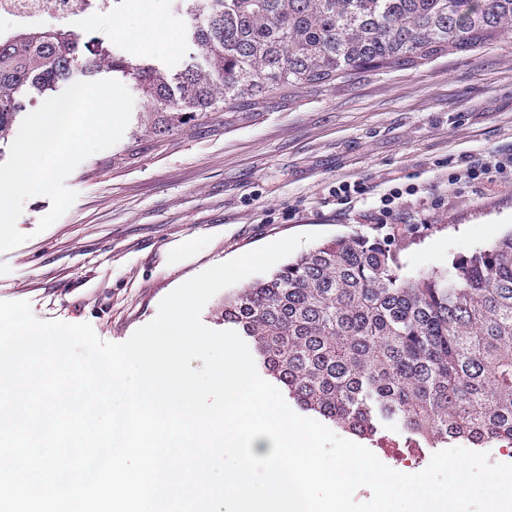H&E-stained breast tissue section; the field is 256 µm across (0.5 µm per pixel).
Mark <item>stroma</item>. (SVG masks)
Returning a JSON list of instances; mask_svg holds the SVG:
<instances>
[{"instance_id":"obj_1","label":"stroma","mask_w":512,"mask_h":512,"mask_svg":"<svg viewBox=\"0 0 512 512\" xmlns=\"http://www.w3.org/2000/svg\"><path fill=\"white\" fill-rule=\"evenodd\" d=\"M171 0H139L99 18L114 52L180 69L193 49ZM135 99L121 140L66 179L77 197L47 230L48 197L28 199L27 239L0 253V300L35 318L90 323L126 341L169 293L202 271L282 238L363 234L390 244L402 270L446 269L512 229V174L449 184V160L512 151V37L466 56L357 81L228 128L211 112L174 133H151ZM369 193L338 207L339 183ZM404 195L391 213L379 197ZM369 448L397 471L420 472L430 448L401 447L385 427Z\"/></svg>"}]
</instances>
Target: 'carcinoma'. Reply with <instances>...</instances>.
I'll use <instances>...</instances> for the list:
<instances>
[{
  "mask_svg": "<svg viewBox=\"0 0 512 512\" xmlns=\"http://www.w3.org/2000/svg\"><path fill=\"white\" fill-rule=\"evenodd\" d=\"M196 55L170 74L65 30L0 42V144L26 98L79 66L148 102L154 136L208 112L228 128L306 93L468 53L512 35V0H206ZM224 327L302 409L361 438L394 423L416 448L512 446V231L409 276L364 235L324 241L224 296Z\"/></svg>",
  "mask_w": 512,
  "mask_h": 512,
  "instance_id": "cac0c4a2",
  "label": "carcinoma"
}]
</instances>
